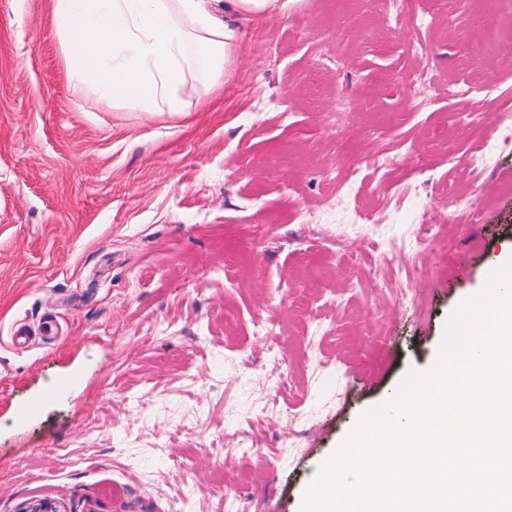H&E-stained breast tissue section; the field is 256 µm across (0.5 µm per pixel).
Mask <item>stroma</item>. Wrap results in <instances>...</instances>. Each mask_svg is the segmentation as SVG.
I'll return each instance as SVG.
<instances>
[{
	"mask_svg": "<svg viewBox=\"0 0 512 512\" xmlns=\"http://www.w3.org/2000/svg\"><path fill=\"white\" fill-rule=\"evenodd\" d=\"M492 10L421 0L398 36L389 0H297L246 24L232 74L171 118L77 92L49 0H0V512H172L184 488L192 512H211L229 485L263 512H299L361 415L435 364L460 296L512 246V131L500 121L512 62L484 55L470 28ZM326 35L344 42L342 59ZM415 70L438 83L429 105L393 81ZM452 81L492 82L501 96L456 98ZM340 101L338 132L327 116ZM481 143L495 150L471 224L450 191L472 189ZM375 153L417 190L356 224L325 184L337 163ZM424 217L440 234L417 254L408 244ZM336 233L349 262L326 249ZM371 235L413 268L418 305L396 306L371 278ZM284 369L294 383L278 393ZM67 371L74 386L16 427L11 410ZM273 393L286 412H264ZM190 420L201 434L175 438ZM245 427L251 454L212 447L209 430Z\"/></svg>",
	"mask_w": 512,
	"mask_h": 512,
	"instance_id": "obj_1",
	"label": "stroma"
}]
</instances>
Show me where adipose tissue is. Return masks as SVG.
<instances>
[{"label": "adipose tissue", "mask_w": 512, "mask_h": 512, "mask_svg": "<svg viewBox=\"0 0 512 512\" xmlns=\"http://www.w3.org/2000/svg\"><path fill=\"white\" fill-rule=\"evenodd\" d=\"M293 0H50L77 91L176 116L217 89L236 63L244 23Z\"/></svg>", "instance_id": "obj_1"}]
</instances>
